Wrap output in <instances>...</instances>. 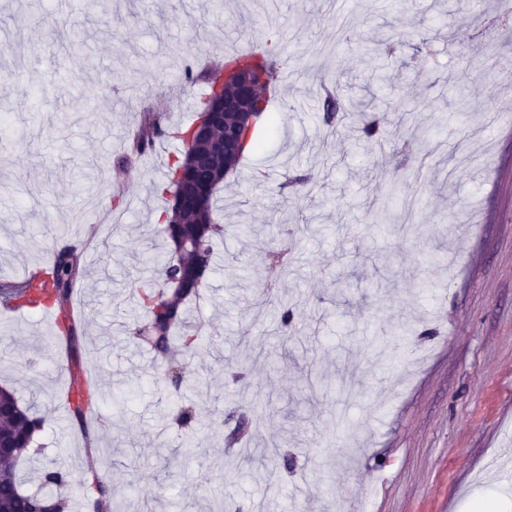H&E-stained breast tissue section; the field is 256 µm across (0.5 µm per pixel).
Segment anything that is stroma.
Listing matches in <instances>:
<instances>
[{"mask_svg": "<svg viewBox=\"0 0 512 512\" xmlns=\"http://www.w3.org/2000/svg\"><path fill=\"white\" fill-rule=\"evenodd\" d=\"M495 0H111L60 10L0 0V113L13 164L0 170V282L72 240L85 344L103 394L80 430L63 402L69 367L38 310L0 307V386L45 417L18 474L72 483L111 461L110 512H489L512 501V98L479 48ZM84 59L70 57L66 31ZM292 47L262 125L217 193L226 226L187 323L203 346L173 352L184 382L121 332L139 319L134 272L158 243L170 138L206 91L186 64L227 48ZM364 80L378 114L411 132L357 141L360 117L322 122L326 90ZM302 106L309 121H291ZM167 137L118 160L143 112ZM77 151L60 152L64 141ZM86 174L75 190V168ZM309 181L293 189L296 172ZM123 203L113 207L115 193ZM113 208L115 231L97 221ZM301 225V262L277 293L296 334L273 333L266 251ZM199 409L194 428L175 417ZM248 437L230 438L238 423ZM109 449L103 459L101 449Z\"/></svg>", "mask_w": 512, "mask_h": 512, "instance_id": "stroma-1", "label": "stroma"}]
</instances>
